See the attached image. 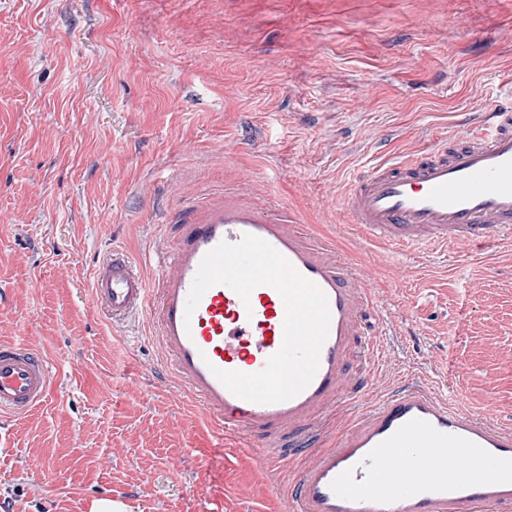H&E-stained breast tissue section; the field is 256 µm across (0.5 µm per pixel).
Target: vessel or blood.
<instances>
[{
    "label": "vessel or blood",
    "instance_id": "1",
    "mask_svg": "<svg viewBox=\"0 0 512 512\" xmlns=\"http://www.w3.org/2000/svg\"><path fill=\"white\" fill-rule=\"evenodd\" d=\"M365 242L477 253L512 243V105L480 113L461 141L411 153L352 179L341 202ZM259 237L326 294L331 314L319 370L297 396L258 404L231 394L214 369L252 374L283 343L285 307L271 286L249 302L210 287L193 314L187 296L204 256L223 242ZM156 286L113 250L98 265L95 301L113 319L148 316L172 375L228 436H247L260 464L300 463L286 512H512V425L450 406L423 378L379 393L386 321L358 269L297 216L241 186L183 206L174 248ZM362 369H354L355 360ZM44 356L0 341V417L22 416L51 390ZM358 403L335 446L320 447L321 419Z\"/></svg>",
    "mask_w": 512,
    "mask_h": 512
}]
</instances>
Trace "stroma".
<instances>
[{
	"mask_svg": "<svg viewBox=\"0 0 512 512\" xmlns=\"http://www.w3.org/2000/svg\"><path fill=\"white\" fill-rule=\"evenodd\" d=\"M511 102L512 0H0V340L53 376L43 405L0 421V502L284 512L296 465L223 436L146 319L113 324L91 294L116 246L153 280L171 246L158 206L242 178L371 262L393 331L381 389L423 375L512 421V247L364 248L334 210L354 176Z\"/></svg>",
	"mask_w": 512,
	"mask_h": 512,
	"instance_id": "obj_1",
	"label": "stroma"
}]
</instances>
